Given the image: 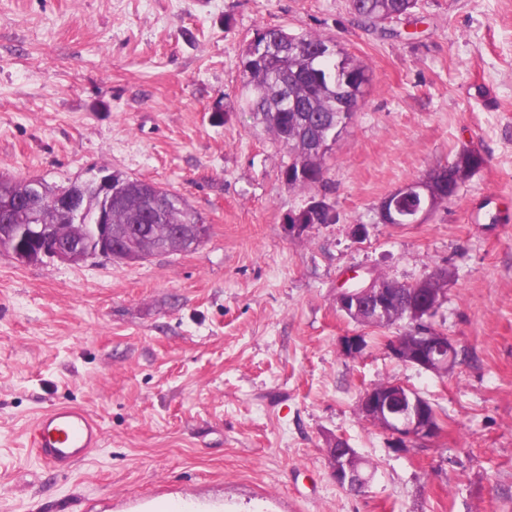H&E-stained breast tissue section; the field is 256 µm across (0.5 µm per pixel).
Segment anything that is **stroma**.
<instances>
[{"mask_svg":"<svg viewBox=\"0 0 512 512\" xmlns=\"http://www.w3.org/2000/svg\"><path fill=\"white\" fill-rule=\"evenodd\" d=\"M268 27L328 36L372 74L325 173L336 221L300 236L286 216L308 195L241 99V57ZM397 28L358 27L348 0H0V173L119 171L210 226L133 264L0 252V512H512V0H419ZM465 147L485 163L454 199L380 221L385 197ZM441 265L448 375L390 356L404 323L336 308L352 273L411 283ZM387 381L434 405L436 441L400 449L360 418ZM59 405L88 409L103 442L53 470L25 431ZM336 436L372 471L366 493L333 478Z\"/></svg>","mask_w":512,"mask_h":512,"instance_id":"obj_1","label":"stroma"}]
</instances>
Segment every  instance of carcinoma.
<instances>
[{
  "mask_svg": "<svg viewBox=\"0 0 512 512\" xmlns=\"http://www.w3.org/2000/svg\"><path fill=\"white\" fill-rule=\"evenodd\" d=\"M418 0H350L357 25L373 28L383 35L393 34L386 22L410 16ZM245 107L254 125L264 128L273 139L288 147L291 160L280 173L288 188L312 190L324 182L327 161L333 146L363 105L370 84L368 67L345 52L331 38L320 34H293L284 28H266L247 46L242 57ZM485 159L476 150L459 151L448 165L439 169L445 182L436 184L442 196H457L455 174L460 169L478 171ZM120 203L112 207V237L144 229L134 237L133 251L145 256L178 251L173 229L185 234L203 217L183 197L157 184L113 174ZM41 187L44 209L39 220L58 222L56 209L49 204L59 185L38 178L14 180L0 174V195L21 197L31 184ZM155 192L162 196V215L157 219L143 215V196ZM410 293L393 289L385 307V317L374 323L388 327L409 319Z\"/></svg>",
  "mask_w": 512,
  "mask_h": 512,
  "instance_id": "1",
  "label": "carcinoma"
}]
</instances>
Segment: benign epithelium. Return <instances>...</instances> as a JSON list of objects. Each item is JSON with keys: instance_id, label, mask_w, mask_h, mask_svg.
Segmentation results:
<instances>
[{"instance_id": "1", "label": "benign epithelium", "mask_w": 512, "mask_h": 512, "mask_svg": "<svg viewBox=\"0 0 512 512\" xmlns=\"http://www.w3.org/2000/svg\"><path fill=\"white\" fill-rule=\"evenodd\" d=\"M102 198L95 223H84L85 211L71 187L62 188L56 196V208L79 235L63 239L59 225L14 224L17 211L36 213L41 207L38 196L30 194L23 199L9 200L0 205V239H12L11 254L22 264H33L44 255L63 263H79L103 256L116 263H136L143 257L128 252L127 248L112 241V174L92 176L87 180ZM436 203L429 178L412 181L387 196L379 205V218L384 224H420L431 214ZM446 275L445 269H434L419 281L407 285L413 296L411 326L394 337L389 353L396 360L418 366L436 375H446L457 365L456 344L433 324L434 313L440 301L426 282ZM388 281L373 276L369 281L336 293V308L352 318L365 304L384 306ZM424 398L412 388L390 382L366 390L358 401V414L380 419L382 431L402 444H422L433 440L440 428L436 422L422 414ZM352 449L329 456L336 483L350 482L349 460Z\"/></svg>"}]
</instances>
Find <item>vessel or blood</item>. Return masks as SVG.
Returning a JSON list of instances; mask_svg holds the SVG:
<instances>
[{
  "mask_svg": "<svg viewBox=\"0 0 512 512\" xmlns=\"http://www.w3.org/2000/svg\"><path fill=\"white\" fill-rule=\"evenodd\" d=\"M27 442L52 469L84 460L102 442L99 424L83 408L60 405L41 413L27 431Z\"/></svg>",
  "mask_w": 512,
  "mask_h": 512,
  "instance_id": "b4317fda",
  "label": "vessel or blood"
}]
</instances>
